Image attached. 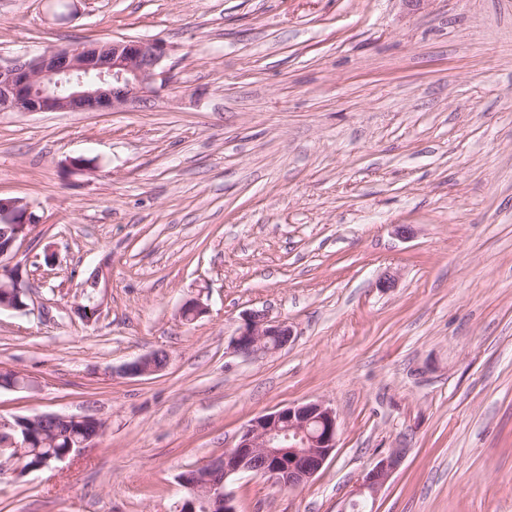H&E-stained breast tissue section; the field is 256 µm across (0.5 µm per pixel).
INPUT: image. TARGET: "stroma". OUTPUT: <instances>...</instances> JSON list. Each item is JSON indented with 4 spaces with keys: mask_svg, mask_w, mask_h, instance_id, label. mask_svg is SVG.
I'll return each mask as SVG.
<instances>
[{
    "mask_svg": "<svg viewBox=\"0 0 512 512\" xmlns=\"http://www.w3.org/2000/svg\"><path fill=\"white\" fill-rule=\"evenodd\" d=\"M123 38L173 48L148 106L0 112V197L36 222L28 308L0 313L31 385L0 415L105 424L0 475V512H172L182 472L308 402L336 412L332 456L293 490L228 477L237 512H343L394 448L373 512H512V0H0L1 64ZM253 310L287 347L232 351ZM168 355L163 351H155L137 361L127 364L123 372L129 376H142L161 371L167 364ZM403 457L401 448L392 449L364 471L351 495L350 508L361 501L374 500L392 473L398 468Z\"/></svg>",
    "mask_w": 512,
    "mask_h": 512,
    "instance_id": "obj_1",
    "label": "stroma"
}]
</instances>
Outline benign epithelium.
<instances>
[{
  "label": "benign epithelium",
  "instance_id": "1",
  "mask_svg": "<svg viewBox=\"0 0 512 512\" xmlns=\"http://www.w3.org/2000/svg\"><path fill=\"white\" fill-rule=\"evenodd\" d=\"M171 47L164 40L121 39L105 44L89 42L51 47L42 55L18 57L0 65V112H93L110 108L123 112L146 105L159 90L169 87L170 70L164 66ZM0 222L10 236L0 237V311H21L25 285L20 267L3 263L15 243L27 237L34 220L29 203L0 197ZM293 330L285 322L272 321L262 311L244 318L231 349L247 358L273 353L286 347ZM168 355L155 351L125 366L129 376L161 371ZM27 380L17 372L0 367V389H19ZM64 427L89 432V436L35 467H23L32 438L53 437ZM105 424L91 415L70 416L43 413L34 417L0 416V473L24 476L50 466L91 446L104 433ZM336 412L323 403L289 406L261 415L249 422L238 443L224 456L185 471L180 476L186 495L176 512H236L233 498L225 491L232 474L268 477L282 487L298 488L323 467L336 448ZM403 457L392 449L364 471L351 495L349 506L373 500L398 468Z\"/></svg>",
  "mask_w": 512,
  "mask_h": 512
}]
</instances>
